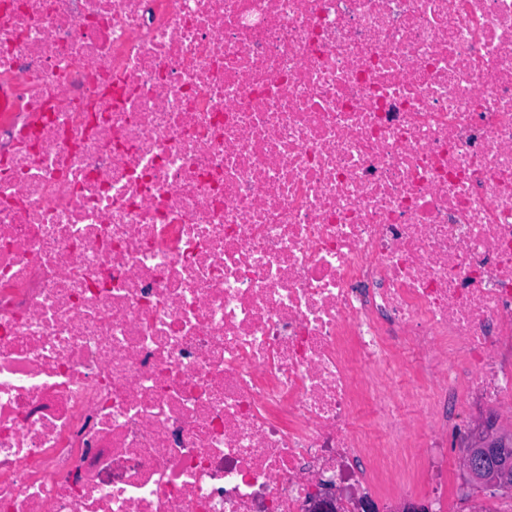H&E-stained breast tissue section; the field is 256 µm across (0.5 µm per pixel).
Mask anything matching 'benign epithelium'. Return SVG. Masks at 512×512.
Masks as SVG:
<instances>
[{
  "label": "benign epithelium",
  "mask_w": 512,
  "mask_h": 512,
  "mask_svg": "<svg viewBox=\"0 0 512 512\" xmlns=\"http://www.w3.org/2000/svg\"><path fill=\"white\" fill-rule=\"evenodd\" d=\"M493 420L484 423V431L472 445L463 460V469L469 477L484 482L494 490L512 487V455L501 447L503 440L492 435ZM311 512H340V494L327 492L310 501Z\"/></svg>",
  "instance_id": "benign-epithelium-1"
}]
</instances>
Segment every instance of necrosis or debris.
Segmentation results:
<instances>
[{
	"label": "necrosis or debris",
	"instance_id": "1",
	"mask_svg": "<svg viewBox=\"0 0 512 512\" xmlns=\"http://www.w3.org/2000/svg\"><path fill=\"white\" fill-rule=\"evenodd\" d=\"M512 408V0H0V512L438 504Z\"/></svg>",
	"mask_w": 512,
	"mask_h": 512
}]
</instances>
